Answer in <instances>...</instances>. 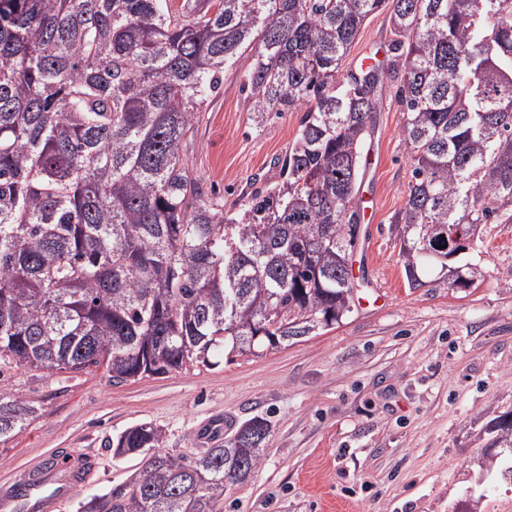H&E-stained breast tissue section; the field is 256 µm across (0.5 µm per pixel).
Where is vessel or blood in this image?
Masks as SVG:
<instances>
[{"mask_svg":"<svg viewBox=\"0 0 512 512\" xmlns=\"http://www.w3.org/2000/svg\"><path fill=\"white\" fill-rule=\"evenodd\" d=\"M94 467L92 458L81 456L36 465L23 485L0 486V512H51L75 494Z\"/></svg>","mask_w":512,"mask_h":512,"instance_id":"vessel-or-blood-1","label":"vessel or blood"}]
</instances>
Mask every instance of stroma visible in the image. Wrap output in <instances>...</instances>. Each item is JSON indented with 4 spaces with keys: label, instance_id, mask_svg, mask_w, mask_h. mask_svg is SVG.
I'll list each match as a JSON object with an SVG mask.
<instances>
[{
    "label": "stroma",
    "instance_id": "stroma-1",
    "mask_svg": "<svg viewBox=\"0 0 512 512\" xmlns=\"http://www.w3.org/2000/svg\"><path fill=\"white\" fill-rule=\"evenodd\" d=\"M386 13L362 26L345 65L368 51L391 59ZM389 81L367 139L357 200L371 261L352 257L353 311L340 324L261 356H227L211 367L113 383L102 370L7 369L0 390L36 414L0 443V482L70 450L98 466L52 512L126 483L141 456L116 458L109 441L137 423L165 431L164 447L190 454L261 415L272 433L260 466L224 496V512H512V452L483 455L492 419L512 412V222L486 225L466 261L484 281L452 288L430 267L410 287L392 217L405 205L410 167L402 114ZM301 115L255 125L237 72L210 98L187 142L205 193L242 201L254 181L276 180Z\"/></svg>",
    "mask_w": 512,
    "mask_h": 512
}]
</instances>
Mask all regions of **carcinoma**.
I'll return each instance as SVG.
<instances>
[{"label": "carcinoma", "instance_id": "cac0c4a2", "mask_svg": "<svg viewBox=\"0 0 512 512\" xmlns=\"http://www.w3.org/2000/svg\"><path fill=\"white\" fill-rule=\"evenodd\" d=\"M387 12L394 59L347 55ZM236 71L262 125L304 110L279 180L236 211L186 158L197 113ZM410 166L395 216L408 283L512 220V0H0V365L99 367L119 383L225 351L255 355L351 313L349 257L367 135L387 78ZM460 227L461 241L442 234ZM448 287L482 276L467 263ZM35 413L0 390V442ZM493 446L512 449V412ZM271 422L163 449L151 423L128 483L81 512H220L261 463Z\"/></svg>", "mask_w": 512, "mask_h": 512}]
</instances>
